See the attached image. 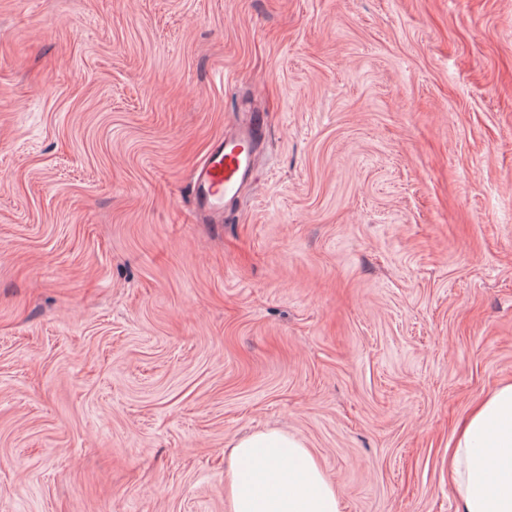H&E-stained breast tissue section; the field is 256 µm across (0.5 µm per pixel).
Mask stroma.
I'll list each match as a JSON object with an SVG mask.
<instances>
[{"label": "stroma", "mask_w": 512, "mask_h": 512, "mask_svg": "<svg viewBox=\"0 0 512 512\" xmlns=\"http://www.w3.org/2000/svg\"><path fill=\"white\" fill-rule=\"evenodd\" d=\"M508 381L512 0H0V512H228L269 428L342 512H458ZM258 118L250 115L230 135L216 141L193 172L197 206L216 224L224 221V207L251 183Z\"/></svg>", "instance_id": "1"}]
</instances>
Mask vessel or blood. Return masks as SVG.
<instances>
[{
	"label": "vessel or blood",
	"instance_id": "1",
	"mask_svg": "<svg viewBox=\"0 0 512 512\" xmlns=\"http://www.w3.org/2000/svg\"><path fill=\"white\" fill-rule=\"evenodd\" d=\"M256 121V116H249L230 135L216 141L193 172L196 203L215 223L223 222L225 207L252 180Z\"/></svg>",
	"mask_w": 512,
	"mask_h": 512
}]
</instances>
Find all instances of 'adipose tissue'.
<instances>
[{
  "label": "adipose tissue",
  "instance_id": "1",
  "mask_svg": "<svg viewBox=\"0 0 512 512\" xmlns=\"http://www.w3.org/2000/svg\"><path fill=\"white\" fill-rule=\"evenodd\" d=\"M448 475L460 512H512V383L467 417ZM224 492L229 512H340L336 488L304 440L279 429L232 443Z\"/></svg>",
  "mask_w": 512,
  "mask_h": 512
}]
</instances>
